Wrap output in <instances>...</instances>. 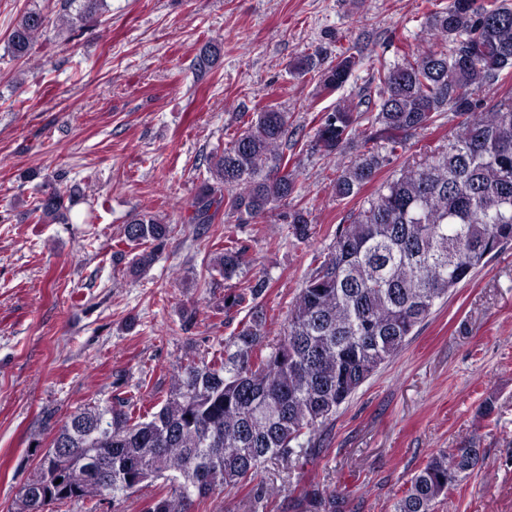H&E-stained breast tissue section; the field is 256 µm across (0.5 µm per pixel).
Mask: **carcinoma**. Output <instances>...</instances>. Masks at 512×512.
Here are the masks:
<instances>
[{"mask_svg": "<svg viewBox=\"0 0 512 512\" xmlns=\"http://www.w3.org/2000/svg\"><path fill=\"white\" fill-rule=\"evenodd\" d=\"M103 0H64L58 20L71 31L96 16ZM50 19L25 12L9 34L12 57L27 56ZM363 63L351 49L328 65L307 55L293 70L320 68L319 92L343 88ZM512 70V7L486 0H452L424 14L420 43L398 59L371 67L356 100L341 99L315 116L308 151L344 158L331 181L338 199L354 198L406 149L412 137L450 113L461 118L448 142L404 161L365 198L312 269L270 335L260 305L269 285L254 278L227 287L224 313L247 309L224 348L192 358L172 376L154 413L137 412L114 396L70 414L57 438L68 452L39 461L26 486L48 492L41 504L110 497L160 480L149 512H194L208 494L248 489L264 505L284 488L255 482L268 462L297 466L320 453L321 430L382 364L394 357L439 300L512 243V95L485 99L502 72ZM289 116L267 106L205 159L208 177L191 202L187 224H211L219 211L236 224L276 216L298 240L309 237L307 208L290 204L297 166L288 158ZM65 196L43 193L31 210L37 222L64 219ZM173 228L150 211L134 214L122 241L133 272L150 268ZM247 248L233 239L206 266L228 283L247 265ZM481 459L476 441L432 455L393 505V512H435L440 498L471 475ZM112 464V483L98 474ZM291 512H343L336 489L311 485L288 502Z\"/></svg>", "mask_w": 512, "mask_h": 512, "instance_id": "carcinoma-1", "label": "carcinoma"}]
</instances>
